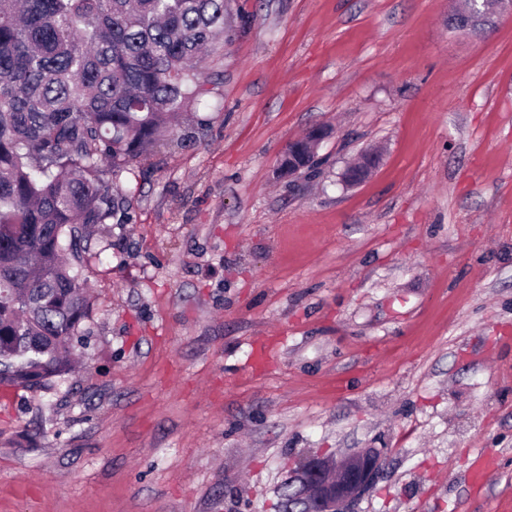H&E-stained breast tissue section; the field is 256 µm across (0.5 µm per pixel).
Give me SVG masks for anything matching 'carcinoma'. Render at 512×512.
<instances>
[{"mask_svg": "<svg viewBox=\"0 0 512 512\" xmlns=\"http://www.w3.org/2000/svg\"><path fill=\"white\" fill-rule=\"evenodd\" d=\"M230 0H0V386L72 371L81 241L207 93Z\"/></svg>", "mask_w": 512, "mask_h": 512, "instance_id": "cac0c4a2", "label": "carcinoma"}]
</instances>
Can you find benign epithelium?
<instances>
[{"mask_svg": "<svg viewBox=\"0 0 512 512\" xmlns=\"http://www.w3.org/2000/svg\"><path fill=\"white\" fill-rule=\"evenodd\" d=\"M488 17V12L474 11L471 6L450 16L457 25L471 28L470 20L475 16ZM328 135L325 128H316L307 134V138L289 143L285 154L288 155V167H279V175H293L302 170L305 145L318 146ZM379 158L371 151L366 152L362 168L352 170L345 175L349 184H356L370 175L376 168ZM382 471V455L374 448L357 450L338 460L310 456L299 462L291 485H298L302 512H350L349 505L364 493L379 477Z\"/></svg>", "mask_w": 512, "mask_h": 512, "instance_id": "1", "label": "benign epithelium"}]
</instances>
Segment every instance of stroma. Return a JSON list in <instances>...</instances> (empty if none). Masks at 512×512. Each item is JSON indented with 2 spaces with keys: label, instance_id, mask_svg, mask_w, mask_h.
<instances>
[{
  "label": "stroma",
  "instance_id": "obj_1",
  "mask_svg": "<svg viewBox=\"0 0 512 512\" xmlns=\"http://www.w3.org/2000/svg\"><path fill=\"white\" fill-rule=\"evenodd\" d=\"M457 2L233 0L196 144L87 233L73 371L0 398V512H281L358 448L353 512H512V16ZM328 135V130L326 128H316L310 131L304 140H295L289 143L287 150L285 151L283 158L281 160L278 173L279 175H286L288 173V177L295 174L296 172L302 170L304 168L300 162H304L305 156L308 154L305 152V145L311 144L314 146L315 151L319 143ZM288 155V160L286 163L288 164V171L283 167V161L285 157ZM375 448L347 453L338 460L310 456L299 462L289 485H298L302 512H352L349 505L382 471Z\"/></svg>",
  "mask_w": 512,
  "mask_h": 512
}]
</instances>
